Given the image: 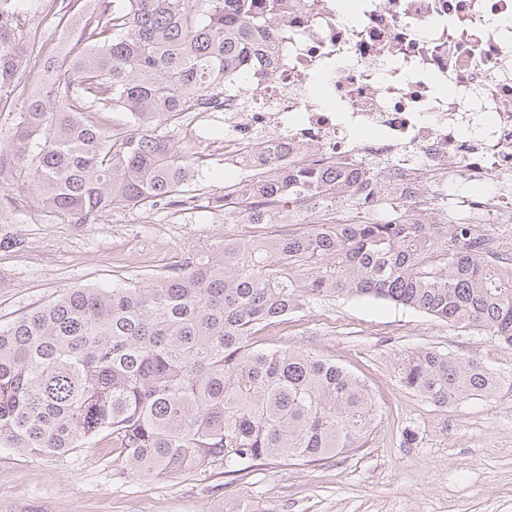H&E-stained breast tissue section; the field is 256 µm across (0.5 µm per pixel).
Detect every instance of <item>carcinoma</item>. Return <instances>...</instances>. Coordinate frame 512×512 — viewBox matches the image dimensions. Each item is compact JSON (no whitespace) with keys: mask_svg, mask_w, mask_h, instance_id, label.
Segmentation results:
<instances>
[{"mask_svg":"<svg viewBox=\"0 0 512 512\" xmlns=\"http://www.w3.org/2000/svg\"><path fill=\"white\" fill-rule=\"evenodd\" d=\"M0 0V104L29 69L39 91L0 142V171L25 173L43 206L72 224L116 208H158L192 193L202 152L169 129L224 94L288 18V0H70L76 37L63 55L32 53ZM121 112L105 127L98 112ZM336 173L269 172L224 187L207 206L249 212L258 234L144 285L70 288L0 326V448L64 457L100 434L123 475L162 477L216 461L233 473L274 458L315 463L364 448L379 421L368 386L300 350L256 347L310 301L350 295L402 305L512 349V263L478 224H305L261 232L269 205L336 206ZM401 382L440 404L490 397L502 378L475 359L430 349L394 359Z\"/></svg>","mask_w":512,"mask_h":512,"instance_id":"carcinoma-1","label":"carcinoma"}]
</instances>
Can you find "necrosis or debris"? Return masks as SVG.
<instances>
[{"instance_id":"4bbe7bcc","label":"necrosis or debris","mask_w":512,"mask_h":512,"mask_svg":"<svg viewBox=\"0 0 512 512\" xmlns=\"http://www.w3.org/2000/svg\"><path fill=\"white\" fill-rule=\"evenodd\" d=\"M342 2L292 0L268 60L204 110L224 126L225 164L345 174L322 224L389 200L512 228V0Z\"/></svg>"}]
</instances>
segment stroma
<instances>
[{
    "mask_svg": "<svg viewBox=\"0 0 512 512\" xmlns=\"http://www.w3.org/2000/svg\"><path fill=\"white\" fill-rule=\"evenodd\" d=\"M62 0H24L25 32L62 43L49 21ZM202 208L115 209L96 223L46 212L18 171L0 172V325L68 288L148 283L234 233ZM265 349L335 361L383 408L366 447L319 463L235 473L221 463L171 478L117 476L109 438L54 457L0 448V512H512V385L441 406L403 386L396 354L419 349L480 360L512 376V349L410 308L343 296L315 301L258 336Z\"/></svg>",
    "mask_w": 512,
    "mask_h": 512,
    "instance_id": "1",
    "label": "stroma"
}]
</instances>
